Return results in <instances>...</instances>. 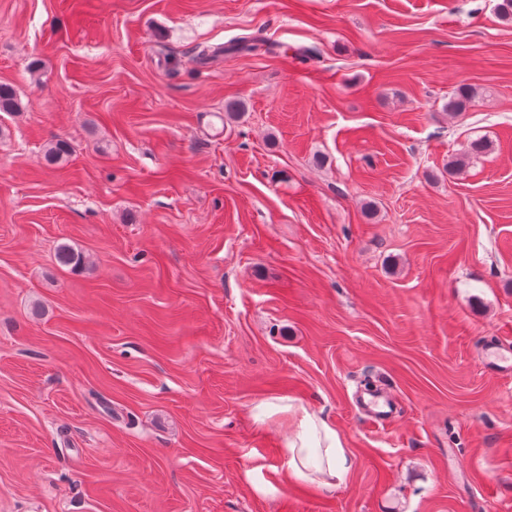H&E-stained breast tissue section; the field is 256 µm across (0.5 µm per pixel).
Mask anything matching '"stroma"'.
<instances>
[{"instance_id":"35a3bbf8","label":"stroma","mask_w":512,"mask_h":512,"mask_svg":"<svg viewBox=\"0 0 512 512\" xmlns=\"http://www.w3.org/2000/svg\"><path fill=\"white\" fill-rule=\"evenodd\" d=\"M498 2L0 0V512H512ZM282 402L342 435L344 485L287 477ZM270 48L267 46V43L264 39L259 36H245L241 39L235 41L230 46L223 47H213V46H204L198 50L196 55V60L199 63L206 64L211 59L217 57L221 53H229V52H247L254 53L259 51H268ZM365 406L373 420L380 423L390 421L394 413L392 398L384 391L371 394L370 399L365 402Z\"/></svg>"}]
</instances>
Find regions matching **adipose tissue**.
<instances>
[{
    "mask_svg": "<svg viewBox=\"0 0 512 512\" xmlns=\"http://www.w3.org/2000/svg\"><path fill=\"white\" fill-rule=\"evenodd\" d=\"M286 469L291 479L310 482L331 492L344 484L352 456L334 426L316 413L302 412L285 443Z\"/></svg>",
    "mask_w": 512,
    "mask_h": 512,
    "instance_id": "ef3b65f1",
    "label": "adipose tissue"
}]
</instances>
